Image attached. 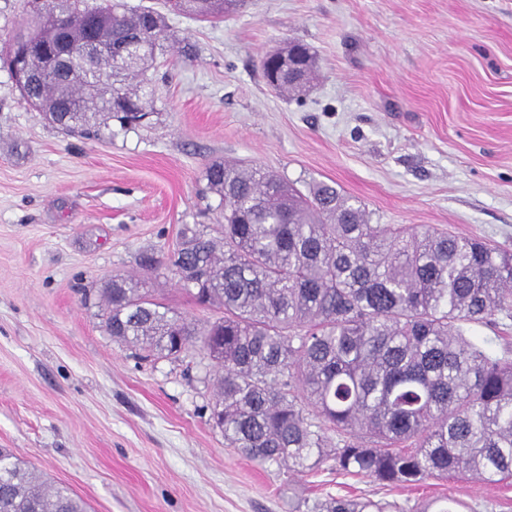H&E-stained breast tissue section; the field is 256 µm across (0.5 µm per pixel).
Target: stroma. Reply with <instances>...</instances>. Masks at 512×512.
Wrapping results in <instances>:
<instances>
[{
    "label": "stroma",
    "mask_w": 512,
    "mask_h": 512,
    "mask_svg": "<svg viewBox=\"0 0 512 512\" xmlns=\"http://www.w3.org/2000/svg\"><path fill=\"white\" fill-rule=\"evenodd\" d=\"M128 2L164 18L139 126L66 133L0 67V448L89 512H296L330 495L512 512V479L406 487L258 464L210 419L206 355L143 360L103 326L116 276L207 319L141 261H165L183 225L222 223L204 177L215 159L328 183L374 224L512 252V0H240L208 21ZM289 41L315 56L300 95L260 68Z\"/></svg>",
    "instance_id": "stroma-1"
}]
</instances>
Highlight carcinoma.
<instances>
[{"label":"carcinoma","instance_id":"obj_1","mask_svg":"<svg viewBox=\"0 0 512 512\" xmlns=\"http://www.w3.org/2000/svg\"><path fill=\"white\" fill-rule=\"evenodd\" d=\"M199 20L232 0H168ZM163 17L127 0H48L0 49H30L49 70L24 94L66 132L110 118L127 126L140 96L114 78L148 81ZM130 47L135 65L112 71L81 55L92 38ZM281 90L299 92L315 61L307 45ZM219 197L218 236L189 225L168 269L218 317L189 323L137 285L115 277L104 327L142 358L178 360L193 350L220 367L212 408L224 441L260 463L295 473L328 466L379 483L418 484L455 475L497 484L512 477V356L490 352L464 326L512 320V254L430 228L371 224L336 187L302 192L257 166L222 160L205 169ZM306 512H387L371 500L329 496ZM0 512H88L66 487L0 448Z\"/></svg>","mask_w":512,"mask_h":512}]
</instances>
